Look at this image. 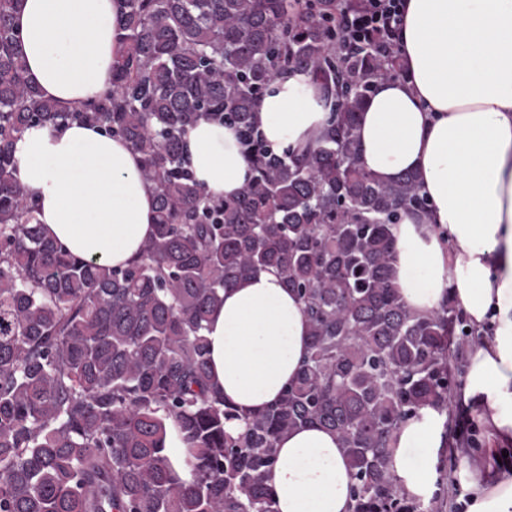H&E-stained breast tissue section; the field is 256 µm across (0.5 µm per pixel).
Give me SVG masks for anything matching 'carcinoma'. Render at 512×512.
Masks as SVG:
<instances>
[{
  "instance_id": "obj_1",
  "label": "carcinoma",
  "mask_w": 512,
  "mask_h": 512,
  "mask_svg": "<svg viewBox=\"0 0 512 512\" xmlns=\"http://www.w3.org/2000/svg\"><path fill=\"white\" fill-rule=\"evenodd\" d=\"M21 6L0 0V512H276L277 443L311 425L341 442L351 512H423L388 449L421 409L448 408L474 332L452 300L418 315L394 286L392 227L429 202L417 173L382 182L358 163L373 82L402 70L380 34L347 42L338 17L364 0H120L111 88L72 109L27 75ZM292 66L334 103L314 145L278 154L254 112ZM208 118L240 130L254 171L222 201L184 157ZM69 121L125 139L154 186L153 235L125 267L76 258L34 223L14 145ZM270 270L303 304L309 348L280 399L242 416L214 390L205 330L224 289Z\"/></svg>"
}]
</instances>
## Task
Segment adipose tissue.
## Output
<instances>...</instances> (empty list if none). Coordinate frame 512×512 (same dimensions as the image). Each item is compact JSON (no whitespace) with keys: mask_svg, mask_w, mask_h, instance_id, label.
Returning <instances> with one entry per match:
<instances>
[{"mask_svg":"<svg viewBox=\"0 0 512 512\" xmlns=\"http://www.w3.org/2000/svg\"><path fill=\"white\" fill-rule=\"evenodd\" d=\"M397 31L404 71L375 80L360 114L363 167L388 181L413 170L427 211L393 229L394 284L427 315L454 300L475 327L490 326L470 353L455 398L469 406L485 442L461 453L465 512H512V0H404ZM119 0H24L14 17L30 78L64 108L97 99L117 57ZM332 101L308 70L277 75L256 110L272 149L319 137ZM184 152L215 201L252 176L233 126L204 119ZM18 178L36 223L78 258L108 266L135 259L154 230V190L129 144L73 121L26 130L15 144ZM214 381L239 413L274 403L308 348L302 303L263 272L224 291L206 330ZM445 411L428 407L399 430L391 469L427 502L429 484L412 449L442 445ZM268 485L278 512H350L352 479L335 434L319 426L283 435Z\"/></svg>","mask_w":512,"mask_h":512,"instance_id":"ef3b65f1","label":"adipose tissue"}]
</instances>
